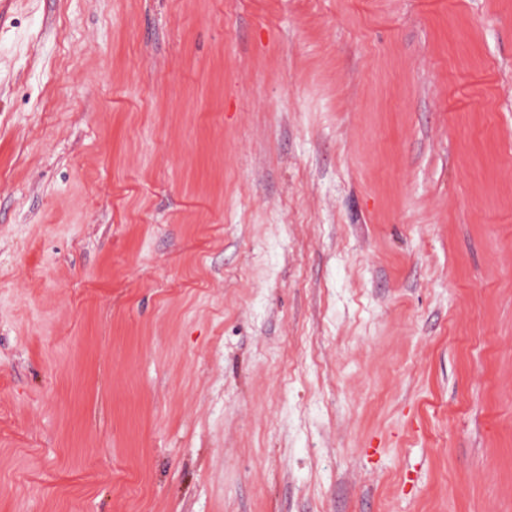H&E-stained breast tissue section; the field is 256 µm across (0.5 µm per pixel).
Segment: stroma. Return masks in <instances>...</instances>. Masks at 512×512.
Returning <instances> with one entry per match:
<instances>
[{
    "mask_svg": "<svg viewBox=\"0 0 512 512\" xmlns=\"http://www.w3.org/2000/svg\"><path fill=\"white\" fill-rule=\"evenodd\" d=\"M0 512H512V0H0Z\"/></svg>",
    "mask_w": 512,
    "mask_h": 512,
    "instance_id": "stroma-1",
    "label": "stroma"
}]
</instances>
